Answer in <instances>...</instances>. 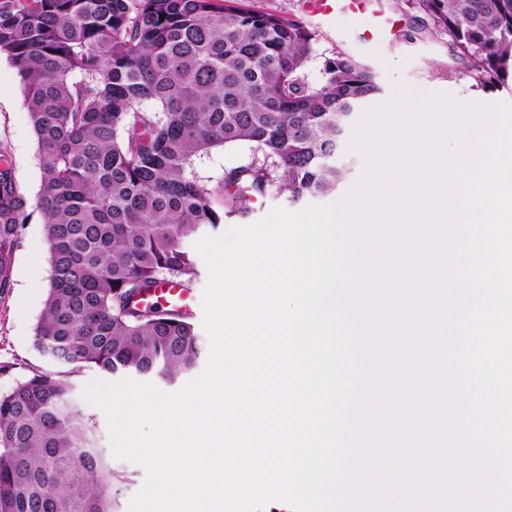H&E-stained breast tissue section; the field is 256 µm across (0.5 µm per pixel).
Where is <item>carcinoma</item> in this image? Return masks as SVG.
Listing matches in <instances>:
<instances>
[{"instance_id": "1", "label": "carcinoma", "mask_w": 512, "mask_h": 512, "mask_svg": "<svg viewBox=\"0 0 512 512\" xmlns=\"http://www.w3.org/2000/svg\"><path fill=\"white\" fill-rule=\"evenodd\" d=\"M228 2L0 0V55L17 71L42 166L30 197L0 154V293L37 214L51 277L34 343L56 363L0 395V512H115L127 477L94 448L73 377L190 370L201 350L191 317L142 304L161 281L196 280L186 242L273 190L299 202L345 177L341 138L379 92L373 71L338 53L311 85L314 32ZM415 6L478 81L512 75V0ZM242 142L250 161L218 180L194 168Z\"/></svg>"}]
</instances>
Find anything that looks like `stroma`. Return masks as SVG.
I'll use <instances>...</instances> for the list:
<instances>
[{
	"label": "stroma",
	"mask_w": 512,
	"mask_h": 512,
	"mask_svg": "<svg viewBox=\"0 0 512 512\" xmlns=\"http://www.w3.org/2000/svg\"><path fill=\"white\" fill-rule=\"evenodd\" d=\"M385 12L400 22L392 37H364L365 17L341 14L335 28L315 32V54L307 69L309 82L321 79L325 58L342 52L369 66L378 75L381 92L373 106L388 102L397 87L424 94H447L465 104H512V81L485 86L462 72L449 52V37L423 28L424 13L413 0H381ZM5 151L16 182L36 194L41 166L30 114L24 104L16 70L0 56V151ZM251 147L246 143L220 147L197 159L203 177L218 179L225 168L247 163ZM51 274L44 224L33 219L27 224L12 266V287L0 295V394L8 393L25 376L50 363L34 347L35 327L44 308ZM109 381V374L87 370L74 380L73 398L96 422L94 446L113 471L127 475L131 483L119 500L117 512H128L131 498L142 488L146 472L132 462L113 456L104 412L85 401L83 390L93 380Z\"/></svg>",
	"instance_id": "stroma-1"
}]
</instances>
